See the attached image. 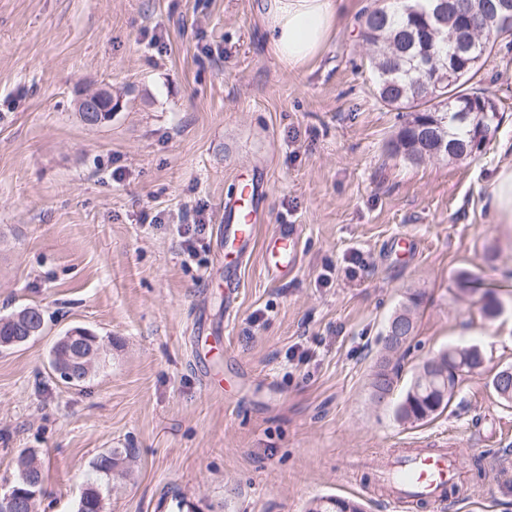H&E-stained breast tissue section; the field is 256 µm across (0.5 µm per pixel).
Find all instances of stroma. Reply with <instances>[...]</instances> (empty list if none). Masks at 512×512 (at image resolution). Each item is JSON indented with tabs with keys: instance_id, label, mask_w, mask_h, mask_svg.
Here are the masks:
<instances>
[{
	"instance_id": "obj_1",
	"label": "stroma",
	"mask_w": 512,
	"mask_h": 512,
	"mask_svg": "<svg viewBox=\"0 0 512 512\" xmlns=\"http://www.w3.org/2000/svg\"><path fill=\"white\" fill-rule=\"evenodd\" d=\"M260 0H0V316L42 309L45 330L0 351V480L39 451L38 512H76L88 483L107 512H304L317 496L397 507L379 460L463 449V483L439 512H512V403L491 387L512 365V224L485 200L512 155V51L482 75L502 107L474 157L390 156L396 113L375 97L350 0L319 60L284 69L262 37ZM112 89V119L85 125L81 93ZM263 187L268 216L224 297V198L236 176ZM202 209L195 255L180 224ZM300 227V261L270 280L276 225ZM415 236L410 255L401 234ZM480 276L502 304L483 313ZM414 340L399 386L451 346H479L448 407L403 424L371 381L380 337L410 295ZM82 327L102 352L80 386L50 365ZM224 343L226 391L206 386L192 342ZM135 451L129 477L92 470ZM131 448H109L101 452L93 461L95 472L105 477L112 475L127 459L133 457Z\"/></svg>"
}]
</instances>
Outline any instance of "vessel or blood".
Here are the masks:
<instances>
[{
    "label": "vessel or blood",
    "mask_w": 512,
    "mask_h": 512,
    "mask_svg": "<svg viewBox=\"0 0 512 512\" xmlns=\"http://www.w3.org/2000/svg\"><path fill=\"white\" fill-rule=\"evenodd\" d=\"M259 183L241 181L224 200V256L227 269L234 270L244 261L262 222L258 208ZM297 225L281 224L267 246L265 268L274 280L287 278L299 261ZM457 452L443 449L412 448L393 464L387 465L384 478L391 487L394 504L403 498L417 497L429 504L446 499L449 488L459 486L461 470Z\"/></svg>",
    "instance_id": "vessel-or-blood-1"
}]
</instances>
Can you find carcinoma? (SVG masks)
Returning <instances> with one entry per match:
<instances>
[{
    "instance_id": "cac0c4a2",
    "label": "carcinoma",
    "mask_w": 512,
    "mask_h": 512,
    "mask_svg": "<svg viewBox=\"0 0 512 512\" xmlns=\"http://www.w3.org/2000/svg\"><path fill=\"white\" fill-rule=\"evenodd\" d=\"M439 0H376L360 23V36L371 49L369 64L374 74L377 100L385 107L401 113L403 123L389 142V152L410 164H419L433 157L432 149L443 142L439 154L442 160L460 161L472 156L467 146L472 140L473 125L484 122L498 128L502 116L489 113L471 114L465 123L456 122L457 113L448 111V105H466L471 100L486 95L476 87L482 66L487 58L501 48L512 50V16L504 17L493 37L476 38L469 57V64L462 78L452 84H441L435 98L416 96L420 85L432 76L442 79L448 72V39L458 27L457 18L448 15V26L433 34L427 24ZM427 113L434 123L429 135L417 132L418 114ZM38 316L45 323L43 311L36 307L19 310L7 317H0V336L17 334L25 325L24 312ZM409 340L392 346L383 342L381 356L372 381V396L390 395L394 391L398 369L391 365L390 356L399 352ZM484 356L479 347H450L425 359L402 392L395 417L403 423H420L433 418L445 409L458 386L460 377L483 367ZM496 395L512 403V368L500 369L491 381ZM131 448H109L93 461L95 472L108 477L127 459L133 457ZM77 512H104V496L94 484L84 491L83 508ZM306 512H363L356 500L337 497L312 499Z\"/></svg>"
}]
</instances>
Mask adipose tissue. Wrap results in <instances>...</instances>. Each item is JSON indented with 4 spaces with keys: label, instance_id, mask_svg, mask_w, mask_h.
<instances>
[{
    "label": "adipose tissue",
    "instance_id": "1",
    "mask_svg": "<svg viewBox=\"0 0 512 512\" xmlns=\"http://www.w3.org/2000/svg\"><path fill=\"white\" fill-rule=\"evenodd\" d=\"M346 0H261L264 39L289 71L314 62L330 40Z\"/></svg>",
    "mask_w": 512,
    "mask_h": 512
}]
</instances>
